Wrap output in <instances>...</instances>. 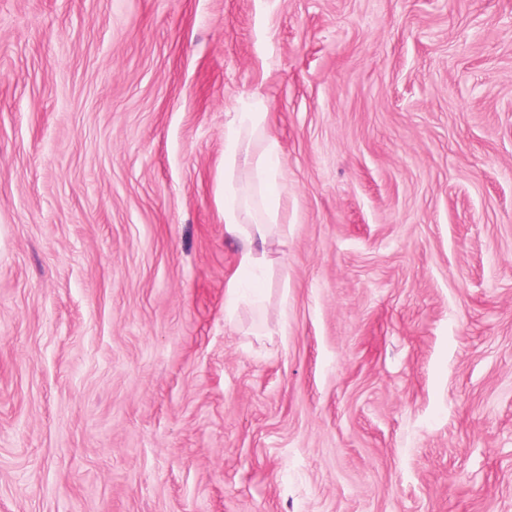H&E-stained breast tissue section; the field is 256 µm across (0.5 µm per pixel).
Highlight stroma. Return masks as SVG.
Listing matches in <instances>:
<instances>
[{
    "label": "stroma",
    "mask_w": 512,
    "mask_h": 512,
    "mask_svg": "<svg viewBox=\"0 0 512 512\" xmlns=\"http://www.w3.org/2000/svg\"><path fill=\"white\" fill-rule=\"evenodd\" d=\"M0 512H512V0H0ZM224 129V234L241 244L237 266L225 283L224 321L233 324L252 281L250 303L260 306L273 273L268 247L286 235L288 197L278 139L265 98L242 96ZM287 226V227H286Z\"/></svg>",
    "instance_id": "1"
}]
</instances>
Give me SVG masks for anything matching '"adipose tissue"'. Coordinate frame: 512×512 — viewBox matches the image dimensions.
<instances>
[{
  "label": "adipose tissue",
  "mask_w": 512,
  "mask_h": 512,
  "mask_svg": "<svg viewBox=\"0 0 512 512\" xmlns=\"http://www.w3.org/2000/svg\"><path fill=\"white\" fill-rule=\"evenodd\" d=\"M260 93L241 97L224 129V232L241 244L225 283L224 320L234 323L242 300L261 305L273 273L268 247L286 235L288 196L281 151Z\"/></svg>",
  "instance_id": "ef3b65f1"
}]
</instances>
